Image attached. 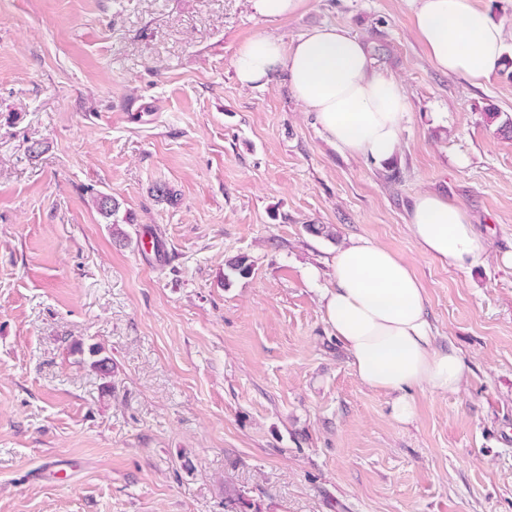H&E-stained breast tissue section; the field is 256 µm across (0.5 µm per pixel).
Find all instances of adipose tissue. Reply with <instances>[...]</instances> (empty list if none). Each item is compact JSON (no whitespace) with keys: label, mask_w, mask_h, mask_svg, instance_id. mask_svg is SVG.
<instances>
[{"label":"adipose tissue","mask_w":512,"mask_h":512,"mask_svg":"<svg viewBox=\"0 0 512 512\" xmlns=\"http://www.w3.org/2000/svg\"><path fill=\"white\" fill-rule=\"evenodd\" d=\"M413 23L431 61L445 74L480 84L501 65L503 31L474 0H417ZM234 69L244 87L283 78L324 134L350 155L381 163L396 154L409 112L407 96L347 29L317 26L288 44L257 36L238 50ZM407 222L419 247L449 267L472 268L487 250L463 207L437 194H419ZM323 299L332 331L360 381L393 394L396 421L412 419L413 388L459 390L465 363L453 348L437 347L425 290L394 254L365 240L339 247L333 285Z\"/></svg>","instance_id":"ef3b65f1"}]
</instances>
